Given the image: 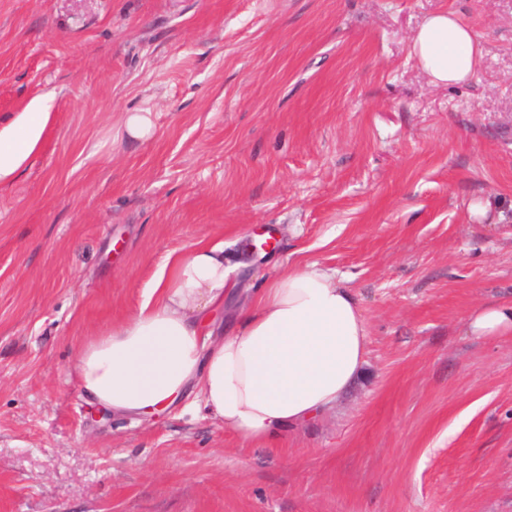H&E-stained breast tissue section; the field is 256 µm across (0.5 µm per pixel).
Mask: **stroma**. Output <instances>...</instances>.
<instances>
[{
	"mask_svg": "<svg viewBox=\"0 0 512 512\" xmlns=\"http://www.w3.org/2000/svg\"><path fill=\"white\" fill-rule=\"evenodd\" d=\"M446 7L482 57L437 88L410 45ZM49 89L0 187V512H512V334L467 327L512 301V0H0V115ZM218 236L240 288L315 263L368 325L351 389L266 444L72 375Z\"/></svg>",
	"mask_w": 512,
	"mask_h": 512,
	"instance_id": "1",
	"label": "stroma"
}]
</instances>
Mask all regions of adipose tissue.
<instances>
[{
    "instance_id": "ef3b65f1",
    "label": "adipose tissue",
    "mask_w": 512,
    "mask_h": 512,
    "mask_svg": "<svg viewBox=\"0 0 512 512\" xmlns=\"http://www.w3.org/2000/svg\"><path fill=\"white\" fill-rule=\"evenodd\" d=\"M410 55L436 86L470 81L482 49L457 11L429 17ZM54 92L0 116V185L13 182L40 144ZM235 294L223 241L204 240L169 258L144 301L81 345L74 376L92 403L143 419L197 392L203 413L253 443L279 437L335 407L365 362L367 323L335 272L286 270L236 313L215 314Z\"/></svg>"
}]
</instances>
